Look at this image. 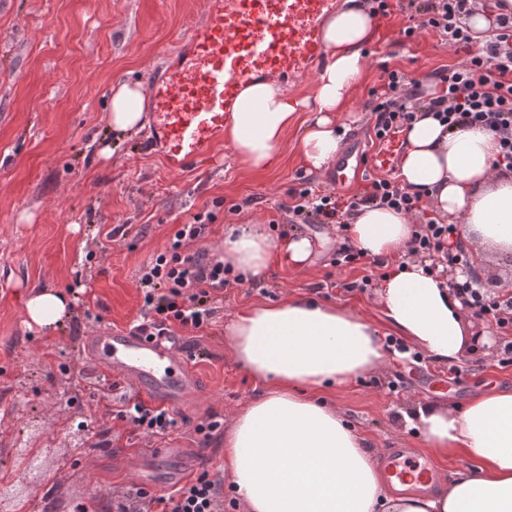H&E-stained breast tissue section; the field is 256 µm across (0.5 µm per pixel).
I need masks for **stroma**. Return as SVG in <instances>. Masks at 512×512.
<instances>
[{
	"instance_id": "obj_1",
	"label": "stroma",
	"mask_w": 512,
	"mask_h": 512,
	"mask_svg": "<svg viewBox=\"0 0 512 512\" xmlns=\"http://www.w3.org/2000/svg\"><path fill=\"white\" fill-rule=\"evenodd\" d=\"M389 2V16L374 25L350 109L339 117L351 136L368 138L371 92L384 70L425 80L460 59L436 33L405 39L404 0ZM203 10L204 0H0V512H109L115 488L133 482L120 461L146 439L113 419L112 397L126 388L90 373L83 349L97 328L127 329L139 320L138 268L194 215L208 230L189 244L192 253H217L225 232L246 223L277 242L296 234L313 244L310 263L273 262L264 282L217 293L209 326L180 333L200 403L176 411L178 428L168 441L193 449L212 479L224 477V436L202 441L196 425L210 418L229 423L260 390L224 338L236 312L309 293L384 322L382 267L333 269L346 239L332 224L296 223L288 209L294 189L332 192L343 201L363 189L358 183L338 190L329 174L307 172L299 130L289 131L279 165L264 172L242 165L226 140L199 165L174 171L151 146L148 129L123 137L110 131L112 86L148 83ZM33 288L72 302L70 318L54 332L26 322ZM464 320L487 335V354L451 365L397 359L385 373L325 391L323 399L340 405L379 450H424L406 430L402 406L418 399L460 405L488 387L512 388V365L498 362L505 336L472 314Z\"/></svg>"
}]
</instances>
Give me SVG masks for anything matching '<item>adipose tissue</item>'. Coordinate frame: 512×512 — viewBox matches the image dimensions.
Returning a JSON list of instances; mask_svg holds the SVG:
<instances>
[{"mask_svg":"<svg viewBox=\"0 0 512 512\" xmlns=\"http://www.w3.org/2000/svg\"><path fill=\"white\" fill-rule=\"evenodd\" d=\"M373 33L364 0H344L322 26L327 61L317 73L311 112L299 139L305 168L325 172L335 160L344 112L365 67ZM144 92L124 83L111 94L109 126L125 135L142 126ZM285 89L259 81L245 87L224 125L238 160L256 170L274 167L299 112ZM398 178L463 238L485 250L512 251V174H497V136L481 127L445 128L432 117L406 133ZM413 219L387 207H358L345 236L381 263L380 305L387 325L441 364L460 361L470 341L464 309L448 280L410 253ZM308 238L273 243L257 225L224 237V263L245 279L264 280L276 258L305 266ZM69 302L51 289L30 293L27 324L56 328ZM224 334L235 361L261 391L235 414L224 434V474L245 512H512V390L470 396L464 406L415 400L402 411L435 456L460 455L469 465L435 492L393 494L377 466V449L352 428L343 409L316 400L325 387H343L387 370L394 353L379 328L362 315L310 295L253 306L233 317Z\"/></svg>","mask_w":512,"mask_h":512,"instance_id":"ef3b65f1","label":"adipose tissue"}]
</instances>
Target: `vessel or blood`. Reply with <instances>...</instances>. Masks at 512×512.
<instances>
[{"mask_svg": "<svg viewBox=\"0 0 512 512\" xmlns=\"http://www.w3.org/2000/svg\"><path fill=\"white\" fill-rule=\"evenodd\" d=\"M201 21L176 54L151 78L150 140L173 170L205 156L224 135V120L234 109L241 88L263 77L301 78L321 63L322 20L334 12L336 0H206ZM399 138L382 142L371 154L360 143L344 148L332 181L345 186L364 167L393 165ZM96 371L118 375L149 404L169 408L191 404L198 392L195 373L184 355L175 352L155 330L97 329L84 348ZM163 454L140 449L134 463L138 489L158 487L150 465ZM389 478L406 481L418 475L428 481L432 467L415 452L389 449L382 459Z\"/></svg>", "mask_w": 512, "mask_h": 512, "instance_id": "1", "label": "vessel or blood"}]
</instances>
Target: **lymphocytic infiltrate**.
I'll use <instances>...</instances> for the list:
<instances>
[{
  "label": "lymphocytic infiltrate",
  "instance_id": "lymphocytic-infiltrate-1",
  "mask_svg": "<svg viewBox=\"0 0 512 512\" xmlns=\"http://www.w3.org/2000/svg\"><path fill=\"white\" fill-rule=\"evenodd\" d=\"M468 2L424 0L421 25L407 26L404 36L413 37L420 29L435 32L461 52L462 58L435 72L438 90L428 99L420 98L403 71H387L384 83L374 92V137L381 140L403 132L423 110L449 129L475 126L497 134L500 151L495 164L512 170V17H499L494 37L479 50H471L472 36L461 20ZM370 203L411 216L426 209L420 195L408 192L388 173L370 177L365 191L351 196L349 206L355 209ZM206 231L201 223L181 225L163 251L139 269L143 321L158 334L172 335L177 327L203 328L214 314L210 305L213 293L233 284L219 257L187 252V245ZM459 235L457 225L432 217L415 231L412 250L451 267L467 266L471 256L459 242ZM453 290L474 316L503 332L512 331V291L489 294L471 278L455 282ZM112 416L148 438H165L178 426L167 410L149 407L137 399H120ZM223 506L221 486L206 472L170 492L148 497L129 492L112 500L113 512H222Z\"/></svg>",
  "mask_w": 512,
  "mask_h": 512
}]
</instances>
